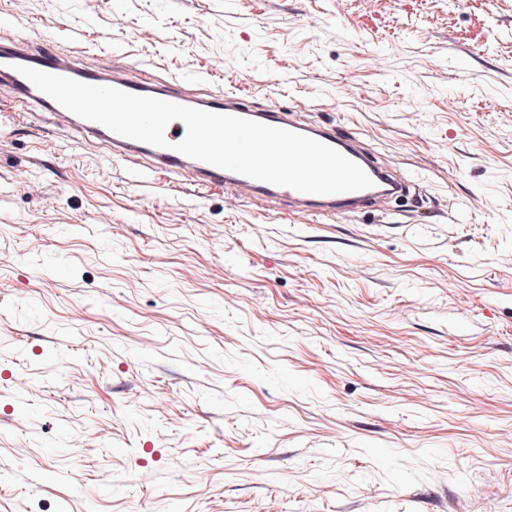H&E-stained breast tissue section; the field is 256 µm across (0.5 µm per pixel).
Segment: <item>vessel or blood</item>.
<instances>
[{
  "mask_svg": "<svg viewBox=\"0 0 512 512\" xmlns=\"http://www.w3.org/2000/svg\"><path fill=\"white\" fill-rule=\"evenodd\" d=\"M27 66L83 83L116 88L139 96L153 97L182 106L238 116L266 125L297 132L326 144L357 163L372 179L371 187L347 193L318 195L298 192L251 177L228 171L204 161L187 157L174 149L186 135L183 122L172 121L165 130L167 147H156L121 136L105 126L85 120L66 110L40 92L20 74ZM0 100L24 109L38 108L46 113L56 127L71 129L91 138L112 156L125 161L147 160L149 167L162 176L190 180L201 189L224 188L234 198H268L287 203L300 216H339L349 213L379 211L393 200L409 193L411 179L375 162L353 136L345 135L327 123L302 121L297 108L256 109L236 94L216 90L204 97L187 95L178 82L148 84L144 69L135 63L90 64L80 50L51 42L32 44L26 40H0Z\"/></svg>",
  "mask_w": 512,
  "mask_h": 512,
  "instance_id": "obj_1",
  "label": "vessel or blood"
}]
</instances>
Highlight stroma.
<instances>
[{"mask_svg": "<svg viewBox=\"0 0 512 512\" xmlns=\"http://www.w3.org/2000/svg\"><path fill=\"white\" fill-rule=\"evenodd\" d=\"M352 133L303 220L0 101V512H512V0H0V39Z\"/></svg>", "mask_w": 512, "mask_h": 512, "instance_id": "1", "label": "stroma"}]
</instances>
